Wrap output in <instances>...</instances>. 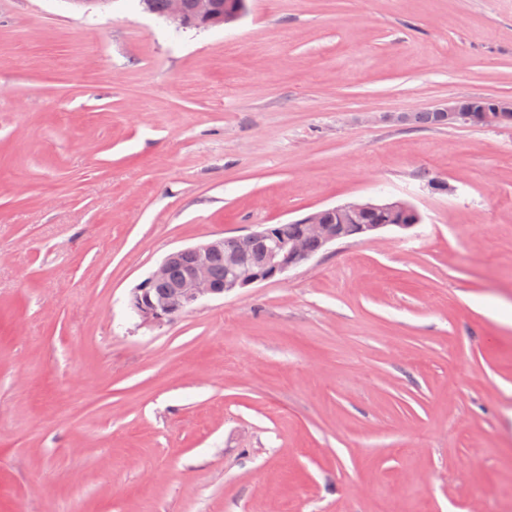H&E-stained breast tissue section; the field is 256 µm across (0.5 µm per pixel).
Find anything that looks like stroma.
Masks as SVG:
<instances>
[{
    "label": "stroma",
    "instance_id": "35a3bbf8",
    "mask_svg": "<svg viewBox=\"0 0 512 512\" xmlns=\"http://www.w3.org/2000/svg\"><path fill=\"white\" fill-rule=\"evenodd\" d=\"M512 0H0V512H512ZM413 228L140 325L172 250ZM149 11L175 25L177 28H208L221 19L216 13L217 0H150ZM169 2V5H168ZM223 19V18H222ZM464 103L453 98L433 106L429 109L430 112H414L413 126L431 127L435 126V121L438 126L448 127L501 126L512 123V99L483 97L468 104Z\"/></svg>",
    "mask_w": 512,
    "mask_h": 512
}]
</instances>
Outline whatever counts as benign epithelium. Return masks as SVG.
<instances>
[{
	"label": "benign epithelium",
	"instance_id": "obj_1",
	"mask_svg": "<svg viewBox=\"0 0 512 512\" xmlns=\"http://www.w3.org/2000/svg\"><path fill=\"white\" fill-rule=\"evenodd\" d=\"M218 0H169L164 19L178 28H207L219 20ZM430 111L439 126H501L512 123V99L483 97L465 104L453 98L441 102ZM416 213L406 201L354 200L331 207L346 224L374 210ZM299 233L286 244L263 248L252 256L234 250L233 238L218 237L195 246L169 253L128 296L127 305L145 326H162L176 316L190 312L200 302L251 288L274 280L286 271L304 264L317 255L308 242L319 244L320 250L344 240L334 224H325L321 212L314 211L295 221ZM224 259L225 277L220 282L213 272V260ZM183 266L182 276L169 282L172 270Z\"/></svg>",
	"mask_w": 512,
	"mask_h": 512
}]
</instances>
